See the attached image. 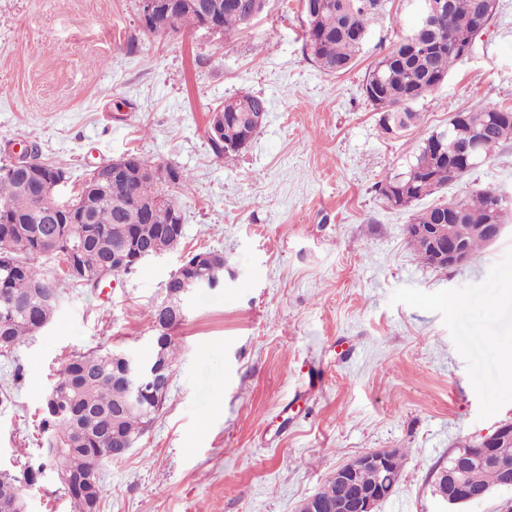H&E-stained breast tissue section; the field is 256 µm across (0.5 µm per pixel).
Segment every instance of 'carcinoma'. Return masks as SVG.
Returning a JSON list of instances; mask_svg holds the SVG:
<instances>
[{
	"instance_id": "1",
	"label": "carcinoma",
	"mask_w": 512,
	"mask_h": 512,
	"mask_svg": "<svg viewBox=\"0 0 512 512\" xmlns=\"http://www.w3.org/2000/svg\"><path fill=\"white\" fill-rule=\"evenodd\" d=\"M255 0H194L189 9H156L154 27H143L151 35L173 36L196 27L199 12H204L229 32L248 26ZM305 18L304 41L321 70L330 74L349 71L363 48L355 32L370 30L371 23L385 12L389 0H301ZM480 0H451L446 21L427 32L414 52L407 51L403 38L378 59L365 76L362 91L378 115L384 134L399 135L417 126L419 113L413 105L433 93L448 78L459 56L451 49L469 45L479 25ZM267 111L266 100L244 93L224 100L213 112L224 113V140L233 141L256 131L254 117ZM493 141L494 151L512 141V108L498 105L461 110L458 119L448 122V130L431 132L423 138L404 169L377 183V191L388 186L393 201L390 207L404 209L417 200L448 186L466 173L458 145L471 141L475 133ZM26 170L10 162L0 166V258L10 260L8 270L0 268V356L8 357L29 336L36 334L35 320L51 321L59 309L65 288L78 286L67 266L74 247V228L84 231V242L76 254L81 269L96 276L111 263L109 276L118 278L135 267L134 256L112 261V241L136 239L155 249H176L183 236L169 230L185 221L174 193L190 189L189 175L169 167L165 180L142 177L125 181L114 179L99 185L91 177L82 181L66 200L41 194L39 178L53 165L31 156ZM460 212L448 218V203L440 202L413 215L405 226L409 246L427 265H434L426 242L414 233L418 224H453V234L464 240L469 256L486 247L474 225L484 224L497 206L498 196L491 187L473 186L458 196ZM150 201L151 206L141 207ZM55 212V222L45 223L43 214ZM53 262L56 270L46 274L38 260ZM204 271L186 262L169 276L165 296L186 276ZM165 301L153 305L148 316L152 323L167 318L171 329L182 321L167 314ZM178 345L170 334L158 335L149 362L166 364L163 388L148 384L140 392L141 404L130 405L131 393L115 372L112 350L96 349L72 356L59 378L46 392L40 422L42 458L38 466L57 473L103 468L127 455L126 448L136 443L156 419L170 393ZM499 475L492 468L471 471L470 484L486 492L498 488ZM27 488L16 478V471L0 473V512H19Z\"/></svg>"
}]
</instances>
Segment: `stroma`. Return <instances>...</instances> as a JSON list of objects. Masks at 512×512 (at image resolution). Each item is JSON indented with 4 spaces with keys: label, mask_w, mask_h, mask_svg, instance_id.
<instances>
[{
    "label": "stroma",
    "mask_w": 512,
    "mask_h": 512,
    "mask_svg": "<svg viewBox=\"0 0 512 512\" xmlns=\"http://www.w3.org/2000/svg\"><path fill=\"white\" fill-rule=\"evenodd\" d=\"M390 0L355 66L330 75L304 49L300 0H267L246 29L143 34L136 0H0V164L21 141L81 184L136 153L191 178L179 248L104 288H75L49 325L0 356V471L40 456L48 387L75 353L147 358V315L188 254H224V284L187 301L171 391L152 427L105 467L104 512H299L336 468L405 453L377 512H445L437 473L463 441L512 421V214L497 243L446 270L407 244L415 211L472 184L512 200V143L438 194L393 209L374 185L449 117L512 107V0L433 94L419 128L382 134L362 84L417 23ZM263 96L251 145L217 158L213 109Z\"/></svg>",
    "instance_id": "1"
}]
</instances>
